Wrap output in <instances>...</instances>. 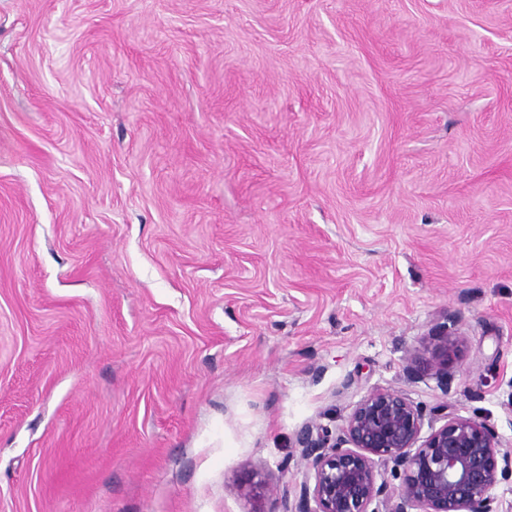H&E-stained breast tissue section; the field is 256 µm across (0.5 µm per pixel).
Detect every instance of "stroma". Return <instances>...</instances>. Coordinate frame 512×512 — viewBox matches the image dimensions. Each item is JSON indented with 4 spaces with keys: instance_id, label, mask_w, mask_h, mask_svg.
<instances>
[{
    "instance_id": "obj_1",
    "label": "stroma",
    "mask_w": 512,
    "mask_h": 512,
    "mask_svg": "<svg viewBox=\"0 0 512 512\" xmlns=\"http://www.w3.org/2000/svg\"><path fill=\"white\" fill-rule=\"evenodd\" d=\"M376 389L512 445V0H0V512H254ZM428 336H432L427 348L429 356L408 351L404 371L413 379H434L441 393L446 395L453 379V360L462 347V339L456 332V318L447 316L446 321L437 324Z\"/></svg>"
}]
</instances>
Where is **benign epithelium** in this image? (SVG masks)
Segmentation results:
<instances>
[{
  "mask_svg": "<svg viewBox=\"0 0 512 512\" xmlns=\"http://www.w3.org/2000/svg\"><path fill=\"white\" fill-rule=\"evenodd\" d=\"M430 336L428 356L407 352L404 371L436 381L445 397L443 424L425 421L404 395L375 390L355 405L339 435L314 424L300 431L299 458L313 469V483H303L295 499L260 473L245 485L248 498L273 503L256 512H499L494 489L512 478V448L484 420L448 415L452 364L462 347L456 318L447 317ZM380 467L399 484L378 480Z\"/></svg>",
  "mask_w": 512,
  "mask_h": 512,
  "instance_id": "1",
  "label": "benign epithelium"
}]
</instances>
